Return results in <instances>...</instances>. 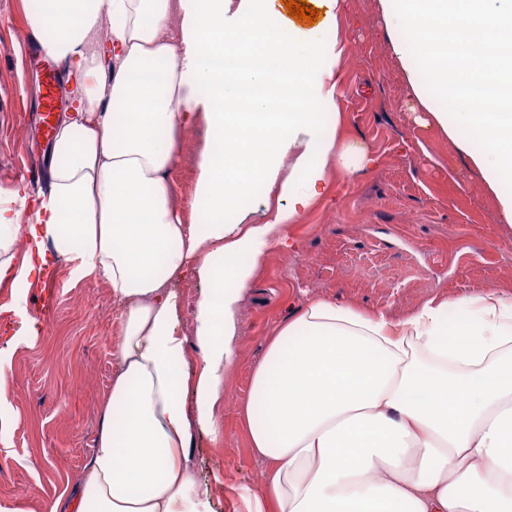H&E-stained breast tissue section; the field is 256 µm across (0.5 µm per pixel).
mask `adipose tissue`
<instances>
[{
    "mask_svg": "<svg viewBox=\"0 0 512 512\" xmlns=\"http://www.w3.org/2000/svg\"><path fill=\"white\" fill-rule=\"evenodd\" d=\"M315 4L311 25L271 0H51L31 18L49 56L77 61L78 105L56 122L26 243L0 224V275L28 287L32 257L51 251L123 308L93 455L54 512H215L193 445L221 434L241 298L330 172L375 162L339 106L346 0ZM381 4L420 125L469 158L511 225L512 0ZM201 119L209 138L182 208L171 173ZM189 272L204 285L190 372L168 286ZM239 422L266 466L234 492L244 512H512V298H431L402 318L310 299L253 367Z\"/></svg>",
    "mask_w": 512,
    "mask_h": 512,
    "instance_id": "obj_1",
    "label": "adipose tissue"
}]
</instances>
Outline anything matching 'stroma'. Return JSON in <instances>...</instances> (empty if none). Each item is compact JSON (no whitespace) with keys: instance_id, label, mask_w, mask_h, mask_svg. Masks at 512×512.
Segmentation results:
<instances>
[{"instance_id":"obj_1","label":"stroma","mask_w":512,"mask_h":512,"mask_svg":"<svg viewBox=\"0 0 512 512\" xmlns=\"http://www.w3.org/2000/svg\"><path fill=\"white\" fill-rule=\"evenodd\" d=\"M31 0H0V189L14 190L20 168L48 159L51 142L26 124L43 92L30 57ZM348 44L341 66L340 109L349 134L376 157L364 172L331 176L326 197L289 225L293 246L269 252L240 304L236 359L216 410L224 436L196 438L193 456L211 484L216 512L229 487H257L263 467L238 423L250 373L280 325L312 297L397 316L427 299L448 300L492 288L512 297V228L501 223L495 196L447 138L416 121L418 104L391 49L380 0H348L340 22ZM207 138L197 123L182 138L172 173L177 197L195 195ZM371 272L354 273L358 264ZM20 292L0 284V349L11 352L0 407V512H53L88 464L115 361L119 308L97 277L71 279L53 259ZM51 290L49 314L32 304ZM35 335L33 345L21 337Z\"/></svg>"}]
</instances>
